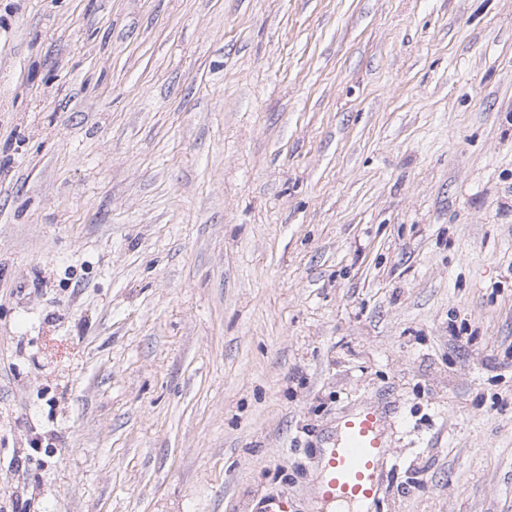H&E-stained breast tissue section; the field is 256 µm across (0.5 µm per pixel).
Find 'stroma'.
I'll list each match as a JSON object with an SVG mask.
<instances>
[{"label":"stroma","instance_id":"obj_1","mask_svg":"<svg viewBox=\"0 0 512 512\" xmlns=\"http://www.w3.org/2000/svg\"><path fill=\"white\" fill-rule=\"evenodd\" d=\"M512 512V0H0V512ZM339 441L323 450L316 497L323 504L360 503L374 512L383 492V464L390 455L384 416L373 406L336 421Z\"/></svg>","mask_w":512,"mask_h":512}]
</instances>
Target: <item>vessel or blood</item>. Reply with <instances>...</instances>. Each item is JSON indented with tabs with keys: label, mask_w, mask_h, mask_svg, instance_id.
I'll use <instances>...</instances> for the list:
<instances>
[{
	"label": "vessel or blood",
	"mask_w": 512,
	"mask_h": 512,
	"mask_svg": "<svg viewBox=\"0 0 512 512\" xmlns=\"http://www.w3.org/2000/svg\"><path fill=\"white\" fill-rule=\"evenodd\" d=\"M336 426L339 440L322 453L316 496L325 504L353 502L375 512L383 492V464L390 455L384 416L367 406L344 415Z\"/></svg>",
	"instance_id": "1"
}]
</instances>
